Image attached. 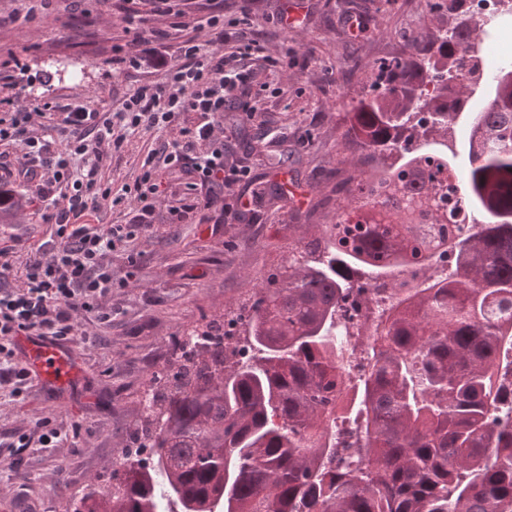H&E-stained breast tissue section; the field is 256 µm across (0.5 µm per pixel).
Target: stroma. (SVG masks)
Returning <instances> with one entry per match:
<instances>
[{
    "label": "stroma",
    "instance_id": "1",
    "mask_svg": "<svg viewBox=\"0 0 512 512\" xmlns=\"http://www.w3.org/2000/svg\"><path fill=\"white\" fill-rule=\"evenodd\" d=\"M436 0H251L258 23L250 32L282 70L268 81L257 66L252 115H224V166L241 172L224 191L220 224L168 223L166 206L188 193L185 175L161 170L165 193L155 223L133 252L107 256L114 280L130 260L139 272L102 303L112 323L85 322L96 343H71L80 364L74 390L52 394L33 386L22 400L0 397V512H65L80 490L106 489L112 469L146 417L143 399L154 372L174 363L173 345L185 330L237 308L288 254L307 225L332 223L345 197L336 187L361 165L341 138L353 100L375 93L373 65L397 55L418 33L448 23ZM366 29L352 38L347 16ZM125 34L116 0H0V56L21 57L33 95L57 110L86 102L116 112L139 84L163 82L151 68L132 77L112 67V47ZM485 86L471 96L450 132L454 163L467 165L471 115L492 98ZM175 128L131 137L106 160L101 175L113 195L133 185L148 150L173 140ZM44 210L29 202L0 223V247L24 261L49 238ZM78 429L51 448L14 458L15 433L36 421Z\"/></svg>",
    "mask_w": 512,
    "mask_h": 512
}]
</instances>
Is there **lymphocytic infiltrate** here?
<instances>
[{"label":"lymphocytic infiltrate","instance_id":"lymphocytic-infiltrate-1","mask_svg":"<svg viewBox=\"0 0 512 512\" xmlns=\"http://www.w3.org/2000/svg\"><path fill=\"white\" fill-rule=\"evenodd\" d=\"M151 14L168 17L172 28L185 31L173 55L159 56L145 38V14L127 10L123 16L126 43L115 45L112 63L123 72L158 65L164 82L137 86L112 116L80 104L52 111L43 103L18 105L0 114V160L9 150L21 158L13 177L30 186L52 224L49 240L39 245L22 266H15L12 250L0 247V386L13 398L22 397L32 379L18 357L17 338L34 334L59 344L90 342L82 321L108 324L111 313L101 303L116 283L109 253L129 250L148 232L158 205V170L179 168L192 175L197 195L170 207L168 221L191 224L199 211L223 213L225 188L237 181V171L224 168V142L216 135L224 112L250 111L245 96L254 81L246 67L256 48L243 39L231 42L224 34V18L214 15L206 23L188 26L176 0H148ZM191 115L181 123L182 115ZM46 116L66 132L64 147L37 135L33 116ZM177 126V137L163 150H148L142 173L129 192L134 215L125 224H88L84 218L98 211L111 196L98 170L128 135ZM90 158L88 169L75 168L76 157Z\"/></svg>","mask_w":512,"mask_h":512}]
</instances>
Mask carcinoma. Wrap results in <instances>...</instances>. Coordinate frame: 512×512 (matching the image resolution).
<instances>
[{"label": "carcinoma", "mask_w": 512, "mask_h": 512, "mask_svg": "<svg viewBox=\"0 0 512 512\" xmlns=\"http://www.w3.org/2000/svg\"><path fill=\"white\" fill-rule=\"evenodd\" d=\"M455 23L375 67L378 93L347 113L344 145L369 166L350 205L288 244L239 314L175 342L153 374V432L116 464L96 512H512V62L483 76L481 24ZM468 164L448 127L475 85ZM434 170L419 169L422 156ZM457 178L483 221L448 222L436 174ZM24 205L0 188V223ZM448 276L424 279L436 259ZM388 294L364 362L346 366L349 303Z\"/></svg>", "instance_id": "cac0c4a2"}]
</instances>
